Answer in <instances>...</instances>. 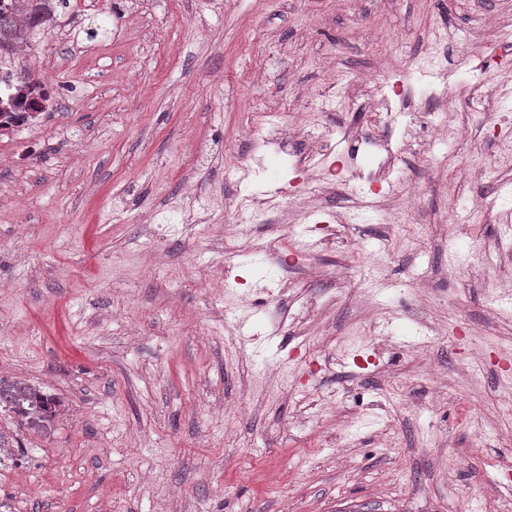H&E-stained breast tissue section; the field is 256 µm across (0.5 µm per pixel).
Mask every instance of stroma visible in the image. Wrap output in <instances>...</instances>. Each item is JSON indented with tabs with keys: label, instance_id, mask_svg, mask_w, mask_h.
<instances>
[{
	"label": "stroma",
	"instance_id": "stroma-1",
	"mask_svg": "<svg viewBox=\"0 0 512 512\" xmlns=\"http://www.w3.org/2000/svg\"><path fill=\"white\" fill-rule=\"evenodd\" d=\"M31 42L62 77L34 130L0 138V383L58 403L33 426L0 406L12 512H512V253L496 225L457 226L487 199L483 125L453 155L392 130L374 81L411 83L435 33L512 89V0H70ZM326 150L292 154L314 98ZM281 118L259 145L260 113ZM390 141L418 182L412 228L383 210L342 223L361 183L308 186ZM282 213L231 224L236 200ZM295 242L296 253L284 246ZM430 269L422 289L413 271ZM379 323V340L364 329ZM480 378H471L473 368ZM477 406L482 433L459 417ZM460 204L455 210L453 217L450 221L452 224H469L473 221H483L490 215L493 224H511L512 213H510V222L508 212H495L493 208L489 211L484 201L478 202L474 197L461 193L459 196Z\"/></svg>",
	"mask_w": 512,
	"mask_h": 512
}]
</instances>
